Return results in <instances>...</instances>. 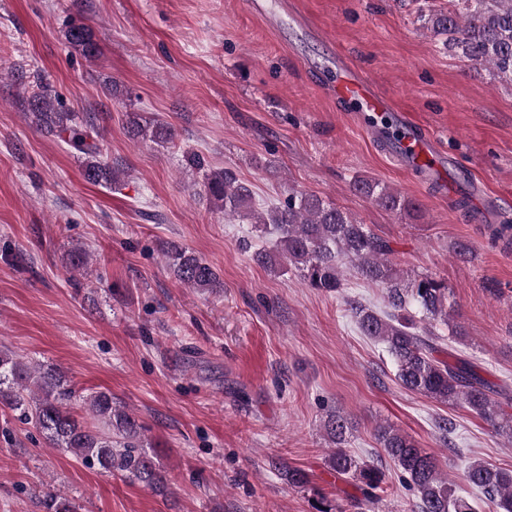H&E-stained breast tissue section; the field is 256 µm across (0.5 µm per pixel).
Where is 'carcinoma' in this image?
Instances as JSON below:
<instances>
[{"instance_id":"carcinoma-1","label":"carcinoma","mask_w":512,"mask_h":512,"mask_svg":"<svg viewBox=\"0 0 512 512\" xmlns=\"http://www.w3.org/2000/svg\"><path fill=\"white\" fill-rule=\"evenodd\" d=\"M420 20L433 35L443 37L449 49L486 67L494 80L512 87V0H448V6L429 9ZM67 40L95 56L97 44L90 28H71ZM28 115L40 131L85 156L88 181H118L119 170L97 160L99 132L93 124H78L75 113L43 89L29 97ZM129 123L136 137H147L161 147L173 142L174 129L167 122L154 120L144 125L134 116ZM206 189L224 208V216L247 220L271 236V247L255 253V260L269 271L284 272L286 262L310 287L335 293L344 286L342 265L348 261L362 280L385 288L387 310L380 313L356 300L349 301V306L360 332L385 345L400 384L441 403H464L492 432L512 443V415L503 408L512 403V391L491 383L466 360L448 352L442 338L431 331V326L443 323L448 326V338L461 341L466 336L462 324L449 321L448 285L429 275L402 278L389 260L392 247L388 241L317 195L290 190L285 201L258 212L252 206L251 189L229 168L211 172ZM353 190L391 212L409 215L418 210L415 202L375 180L358 178ZM164 255L184 285L211 292L223 287L214 269L188 250L172 244ZM72 397V389L56 370L27 362L7 348L0 350L1 406L43 433L52 447L75 455L86 465L118 472L159 494L167 493L164 475L144 450V426L106 392L91 396L89 418L79 420ZM324 430L333 445L328 456L331 470L338 476H354L362 504L374 502L382 490V469L358 461L343 449L349 431L344 416L328 415ZM375 436L417 493V512H476L475 502L456 493L439 472L435 457L411 437L390 424L378 425ZM279 470L291 485L308 484V475L301 469L282 463ZM465 480L495 512H512V470L474 460L466 468ZM40 508L42 512H82L83 505L44 491Z\"/></svg>"}]
</instances>
